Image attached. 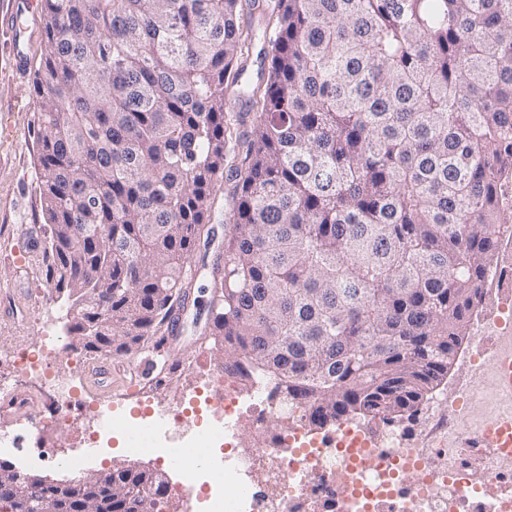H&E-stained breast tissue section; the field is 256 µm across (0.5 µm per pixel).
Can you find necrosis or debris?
Masks as SVG:
<instances>
[{
    "mask_svg": "<svg viewBox=\"0 0 512 512\" xmlns=\"http://www.w3.org/2000/svg\"><path fill=\"white\" fill-rule=\"evenodd\" d=\"M62 356L76 367L85 365L84 358L66 353L56 336L16 352L21 386L14 391L15 405L25 406L27 387L46 388L53 397L55 425L67 424V412L74 408L98 420L86 439L95 445L107 430L103 412L53 374ZM193 394L208 411L212 429L198 434L193 447L168 451L189 486L202 468L199 451L211 447L215 431L233 422L262 430L260 409L269 403L256 389L242 399L235 379L213 373L200 375ZM277 412L287 424L284 432L237 451V469L212 472L208 512H512V493L503 488L512 472L492 449H485L482 468L454 461L434 469L430 440L405 448L396 431L374 435L346 422L326 441L309 433L304 406L284 405ZM410 474L415 477L411 483L406 480Z\"/></svg>",
    "mask_w": 512,
    "mask_h": 512,
    "instance_id": "obj_1",
    "label": "necrosis or debris"
}]
</instances>
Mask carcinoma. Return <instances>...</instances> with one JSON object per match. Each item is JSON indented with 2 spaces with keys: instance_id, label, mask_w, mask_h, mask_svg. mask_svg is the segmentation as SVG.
Wrapping results in <instances>:
<instances>
[{
  "instance_id": "1",
  "label": "carcinoma",
  "mask_w": 512,
  "mask_h": 512,
  "mask_svg": "<svg viewBox=\"0 0 512 512\" xmlns=\"http://www.w3.org/2000/svg\"><path fill=\"white\" fill-rule=\"evenodd\" d=\"M38 18L43 268L66 349L127 353L164 328L224 180V249L202 256L224 373L315 427L414 416L512 223V0H40ZM259 37L247 127L225 97ZM108 311L112 351L80 344ZM14 478L0 463V509L29 512ZM166 491L117 464L100 496L159 512ZM56 506L99 512L82 482Z\"/></svg>"
}]
</instances>
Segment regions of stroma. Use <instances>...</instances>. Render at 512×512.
Wrapping results in <instances>:
<instances>
[{
  "label": "stroma",
  "mask_w": 512,
  "mask_h": 512,
  "mask_svg": "<svg viewBox=\"0 0 512 512\" xmlns=\"http://www.w3.org/2000/svg\"><path fill=\"white\" fill-rule=\"evenodd\" d=\"M15 32L0 29V311L13 312L14 323L0 326V385H12V353L19 347L38 343L44 327L63 335L65 309L38 266L42 250L44 222L37 190V145L34 130L37 109L32 95L31 76H19L12 65L11 47ZM182 345L159 350L154 345L138 348L147 358L152 377L140 376L137 365L116 361L112 369V388L102 391L90 381L87 371L67 363L59 370L81 389L82 397L102 407L119 410L125 422L139 420L141 401L169 403L195 384L197 373H208L224 359V347L207 335L204 326H186ZM478 323H471L447 377L432 391L409 419L397 422L407 440H414L432 425L433 419L458 385L478 389L481 397L467 410V423L477 428L500 411L512 410V397L497 390L495 374H476L469 366L471 349L489 344ZM90 426L81 412H73L66 427H48L43 439L26 429L13 428V443L0 445V461L17 471L55 480H73L74 475L57 467L53 456L83 452V438ZM125 431L116 429L102 438L98 448L87 452L88 471L94 472L124 463L162 473L167 488L182 491L185 512H202L204 504L196 490L183 489L179 471L169 458L135 455L129 452Z\"/></svg>",
  "instance_id": "1"
}]
</instances>
